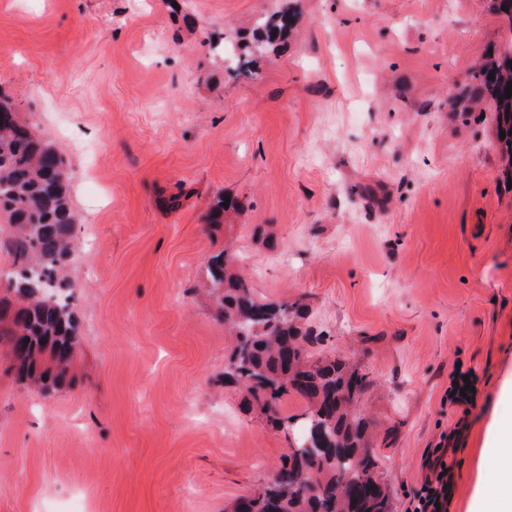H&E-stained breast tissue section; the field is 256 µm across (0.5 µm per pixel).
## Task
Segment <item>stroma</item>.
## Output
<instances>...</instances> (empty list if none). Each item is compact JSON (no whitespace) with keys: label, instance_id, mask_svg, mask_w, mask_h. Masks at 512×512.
<instances>
[{"label":"stroma","instance_id":"stroma-1","mask_svg":"<svg viewBox=\"0 0 512 512\" xmlns=\"http://www.w3.org/2000/svg\"><path fill=\"white\" fill-rule=\"evenodd\" d=\"M284 0H0V97L62 157L80 246V352L45 396L0 349V512H232L294 442L224 378L204 265L304 302L323 355L366 376L392 512L456 448L473 512L512 418V188L472 71L512 49L488 0H293L257 79L236 45ZM191 15L186 28L183 15ZM243 201L223 224L218 195ZM471 372L469 408L448 399Z\"/></svg>","mask_w":512,"mask_h":512}]
</instances>
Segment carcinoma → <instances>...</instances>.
I'll use <instances>...</instances> for the list:
<instances>
[{
  "label": "carcinoma",
  "instance_id": "carcinoma-1",
  "mask_svg": "<svg viewBox=\"0 0 512 512\" xmlns=\"http://www.w3.org/2000/svg\"><path fill=\"white\" fill-rule=\"evenodd\" d=\"M293 20L285 8L256 23L252 39L239 46L236 76L256 78V59L285 39ZM473 79L476 94L494 105L497 131L505 133L499 139L508 161L503 176L512 179V97L505 93L512 54L489 59ZM77 222L63 159L32 124L0 102V249L10 256L9 269L0 271V346L9 350L17 379L42 393L66 380L79 348L78 321L61 276L76 246ZM203 277L234 333L224 375L272 426L301 431L261 491L241 499L236 512H391L366 442L367 423L355 412L365 377L307 348L305 304L260 301L229 252L214 257ZM290 393L311 405L298 423L276 409Z\"/></svg>",
  "mask_w": 512,
  "mask_h": 512
}]
</instances>
